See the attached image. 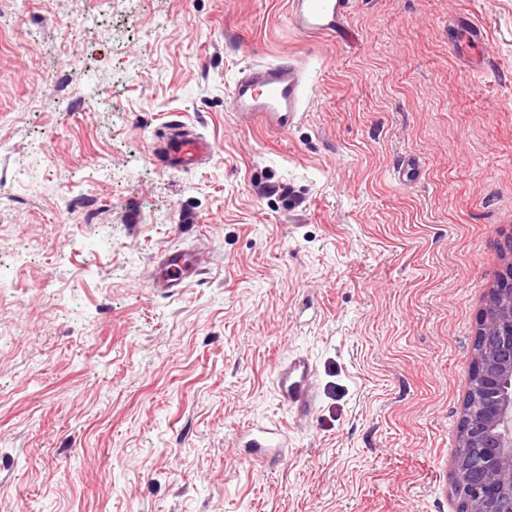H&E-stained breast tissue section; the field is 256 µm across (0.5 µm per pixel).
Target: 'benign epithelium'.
<instances>
[{
    "mask_svg": "<svg viewBox=\"0 0 512 512\" xmlns=\"http://www.w3.org/2000/svg\"><path fill=\"white\" fill-rule=\"evenodd\" d=\"M475 344L453 489L467 512H512V263L490 292Z\"/></svg>",
    "mask_w": 512,
    "mask_h": 512,
    "instance_id": "benign-epithelium-1",
    "label": "benign epithelium"
}]
</instances>
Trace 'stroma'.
<instances>
[{
  "label": "stroma",
  "mask_w": 512,
  "mask_h": 512,
  "mask_svg": "<svg viewBox=\"0 0 512 512\" xmlns=\"http://www.w3.org/2000/svg\"><path fill=\"white\" fill-rule=\"evenodd\" d=\"M348 27L302 34L288 0H0V512H458L512 240V0H352ZM284 59L303 120L241 126L234 78ZM174 119L205 166L155 164ZM169 249L201 273L164 293ZM295 354L302 421L274 385ZM261 422L288 446L251 463ZM313 364L308 357H295L277 366L275 388L279 400L289 411L308 416L312 413L316 396L311 388Z\"/></svg>",
  "instance_id": "obj_1"
}]
</instances>
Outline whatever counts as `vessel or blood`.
I'll return each instance as SVG.
<instances>
[{"instance_id": "vessel-or-blood-1", "label": "vessel or blood", "mask_w": 512, "mask_h": 512, "mask_svg": "<svg viewBox=\"0 0 512 512\" xmlns=\"http://www.w3.org/2000/svg\"><path fill=\"white\" fill-rule=\"evenodd\" d=\"M352 0H289V18L306 34L336 37L346 34ZM309 93L300 67L293 61L263 64L245 71L232 85L230 98L236 119L249 124L261 122L266 128L285 132L304 114ZM215 146L186 125L172 122L166 139L152 149L156 162L165 169H191L210 160ZM155 287H183L186 279L199 272L194 260L181 250L165 252ZM313 364L299 356L277 366L275 388L279 400L297 415L312 413L316 396L311 388ZM248 445L266 453L283 447L279 427L257 426L249 433Z\"/></svg>"}]
</instances>
